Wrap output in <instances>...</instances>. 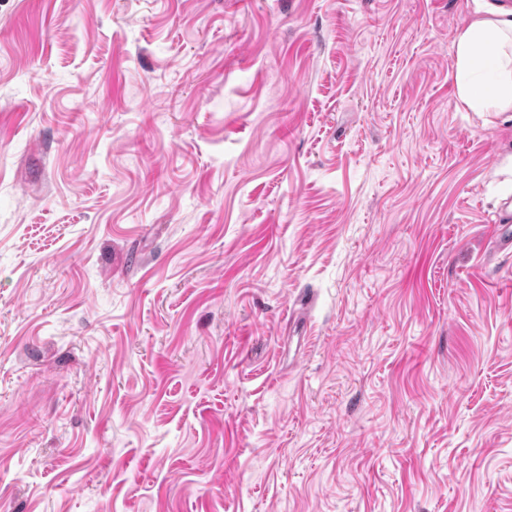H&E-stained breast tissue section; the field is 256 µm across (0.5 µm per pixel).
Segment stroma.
I'll use <instances>...</instances> for the list:
<instances>
[{
  "label": "stroma",
  "mask_w": 512,
  "mask_h": 512,
  "mask_svg": "<svg viewBox=\"0 0 512 512\" xmlns=\"http://www.w3.org/2000/svg\"><path fill=\"white\" fill-rule=\"evenodd\" d=\"M472 18L0 0V512H512Z\"/></svg>",
  "instance_id": "35a3bbf8"
}]
</instances>
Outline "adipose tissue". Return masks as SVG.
<instances>
[{"label": "adipose tissue", "mask_w": 512, "mask_h": 512, "mask_svg": "<svg viewBox=\"0 0 512 512\" xmlns=\"http://www.w3.org/2000/svg\"><path fill=\"white\" fill-rule=\"evenodd\" d=\"M462 101L475 112L512 109V11L478 0L474 19L455 41Z\"/></svg>", "instance_id": "1"}]
</instances>
